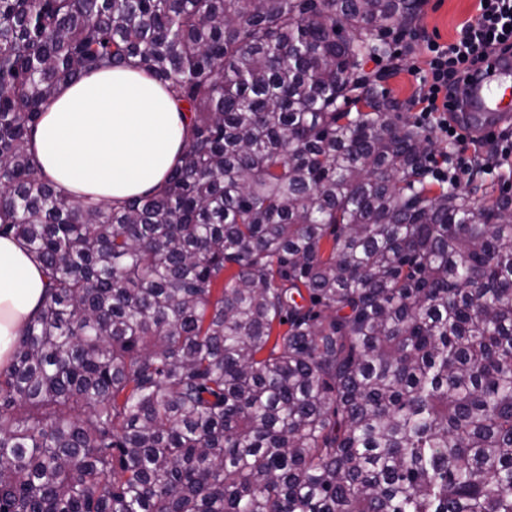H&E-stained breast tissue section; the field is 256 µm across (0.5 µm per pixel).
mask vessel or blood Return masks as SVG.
I'll return each instance as SVG.
<instances>
[{
	"label": "vessel or blood",
	"instance_id": "obj_1",
	"mask_svg": "<svg viewBox=\"0 0 512 512\" xmlns=\"http://www.w3.org/2000/svg\"><path fill=\"white\" fill-rule=\"evenodd\" d=\"M464 110L457 118L482 133L498 130L512 119V54L496 58L492 72L465 86Z\"/></svg>",
	"mask_w": 512,
	"mask_h": 512
}]
</instances>
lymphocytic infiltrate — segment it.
I'll return each instance as SVG.
<instances>
[{"label":"lymphocytic infiltrate","mask_w":512,"mask_h":512,"mask_svg":"<svg viewBox=\"0 0 512 512\" xmlns=\"http://www.w3.org/2000/svg\"><path fill=\"white\" fill-rule=\"evenodd\" d=\"M506 43L512 44V0H479L476 18L461 28L455 41L427 40L425 66L412 70L419 86V121L438 129L462 151L453 162L432 163L431 170L437 178L458 183L469 180L472 161L465 158L464 152L472 146L491 142L495 145V158L512 156V142L504 134L478 135L448 117L451 99L460 83L470 73L482 71L493 52Z\"/></svg>","instance_id":"obj_1"}]
</instances>
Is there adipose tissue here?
<instances>
[{
    "mask_svg": "<svg viewBox=\"0 0 512 512\" xmlns=\"http://www.w3.org/2000/svg\"><path fill=\"white\" fill-rule=\"evenodd\" d=\"M185 122L166 88L140 70L112 68L58 88L33 136L44 174L78 197L123 199L159 187L185 145ZM38 263L0 237V365L38 309Z\"/></svg>",
    "mask_w": 512,
    "mask_h": 512,
    "instance_id": "adipose-tissue-1",
    "label": "adipose tissue"
}]
</instances>
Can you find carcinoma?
Instances as JSON below:
<instances>
[{"label": "carcinoma", "mask_w": 512, "mask_h": 512, "mask_svg": "<svg viewBox=\"0 0 512 512\" xmlns=\"http://www.w3.org/2000/svg\"><path fill=\"white\" fill-rule=\"evenodd\" d=\"M418 9L0 0V236L46 276L0 367V512H512V197L432 190V137L360 75ZM122 65L184 151L78 202L29 143Z\"/></svg>", "instance_id": "obj_1"}]
</instances>
